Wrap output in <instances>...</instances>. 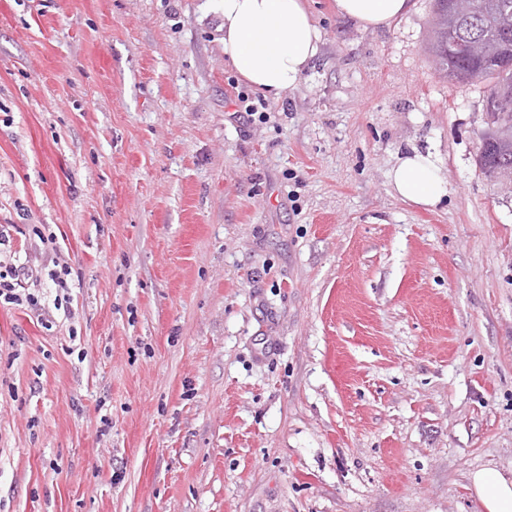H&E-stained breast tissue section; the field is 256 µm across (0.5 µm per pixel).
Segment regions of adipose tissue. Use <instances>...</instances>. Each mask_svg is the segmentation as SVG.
<instances>
[{
  "label": "adipose tissue",
  "instance_id": "ef3b65f1",
  "mask_svg": "<svg viewBox=\"0 0 512 512\" xmlns=\"http://www.w3.org/2000/svg\"><path fill=\"white\" fill-rule=\"evenodd\" d=\"M224 25L227 64L264 96L278 100L296 87L319 52L320 31L303 0H217ZM336 11L366 28L388 26L407 12L410 0H335ZM389 185L403 201L437 207L448 188L437 158L410 149L389 172ZM483 512H512V476L495 470L470 475Z\"/></svg>",
  "mask_w": 512,
  "mask_h": 512
}]
</instances>
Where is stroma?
I'll use <instances>...</instances> for the list:
<instances>
[{"label":"stroma","mask_w":512,"mask_h":512,"mask_svg":"<svg viewBox=\"0 0 512 512\" xmlns=\"http://www.w3.org/2000/svg\"><path fill=\"white\" fill-rule=\"evenodd\" d=\"M275 101L213 0H0V224H46L72 314L0 307V512H482L512 472V185L433 0ZM263 112L247 123L246 106ZM434 153L425 209L388 173ZM496 126V122L492 125L488 122V132L482 140L479 168L483 173L486 171H512V141L508 145L505 144L497 135ZM389 185L403 201L424 208L437 207L448 194L437 158L429 151L411 148L389 172ZM473 490L482 512H512L511 477L495 470H478L470 474Z\"/></svg>","instance_id":"obj_1"}]
</instances>
